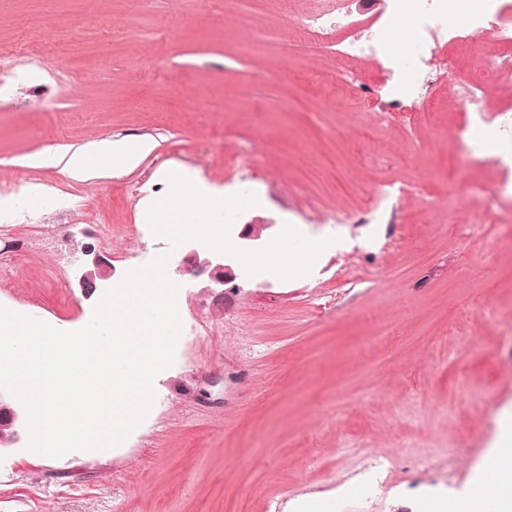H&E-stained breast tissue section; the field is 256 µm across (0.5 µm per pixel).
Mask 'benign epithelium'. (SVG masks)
Here are the masks:
<instances>
[{
    "instance_id": "1",
    "label": "benign epithelium",
    "mask_w": 512,
    "mask_h": 512,
    "mask_svg": "<svg viewBox=\"0 0 512 512\" xmlns=\"http://www.w3.org/2000/svg\"><path fill=\"white\" fill-rule=\"evenodd\" d=\"M268 228L269 225L263 221L252 220L244 225L238 237L244 241L246 247L251 248L260 243L263 231ZM84 255L87 260L79 278L81 286H86L89 281L108 282L112 280L115 273L112 264L89 246L84 247ZM176 273L188 275L199 281L202 285V292L213 303L224 299V286L237 279L231 256L210 249L203 250L192 244H188L182 249V257L176 267Z\"/></svg>"
}]
</instances>
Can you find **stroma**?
I'll list each match as a JSON object with an SVG mask.
<instances>
[{"mask_svg":"<svg viewBox=\"0 0 512 512\" xmlns=\"http://www.w3.org/2000/svg\"><path fill=\"white\" fill-rule=\"evenodd\" d=\"M315 2L0 0V54L21 76L0 97V185L43 197L0 222V306L84 327L107 286L82 290L78 243L118 282L168 251L143 206L168 192L165 168L261 198L235 215L233 246L253 218L346 242L304 275L242 274L220 308L179 277L182 337L144 419L97 455L0 451V512H431L407 486L455 449L447 480L470 498L512 411V231L486 219L497 175L461 163L452 127L460 87L483 85L492 112L512 102V72L489 76V33L462 45L457 88L419 120H382V95L369 112L326 101L304 74L332 80L343 63L298 28ZM51 55L79 86L45 70ZM130 139L151 145L130 170L34 164ZM391 182L401 223L322 224Z\"/></svg>","mask_w":512,"mask_h":512,"instance_id":"35a3bbf8","label":"stroma"}]
</instances>
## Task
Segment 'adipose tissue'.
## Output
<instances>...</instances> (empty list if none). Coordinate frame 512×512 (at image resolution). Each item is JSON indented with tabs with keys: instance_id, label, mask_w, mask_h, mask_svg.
Listing matches in <instances>:
<instances>
[{
	"instance_id": "1",
	"label": "adipose tissue",
	"mask_w": 512,
	"mask_h": 512,
	"mask_svg": "<svg viewBox=\"0 0 512 512\" xmlns=\"http://www.w3.org/2000/svg\"><path fill=\"white\" fill-rule=\"evenodd\" d=\"M150 149L142 140L97 144L71 154L62 173L112 171L133 166ZM498 439L484 456L476 475L477 492L471 498L450 503L449 512H512V415L499 421Z\"/></svg>"
}]
</instances>
